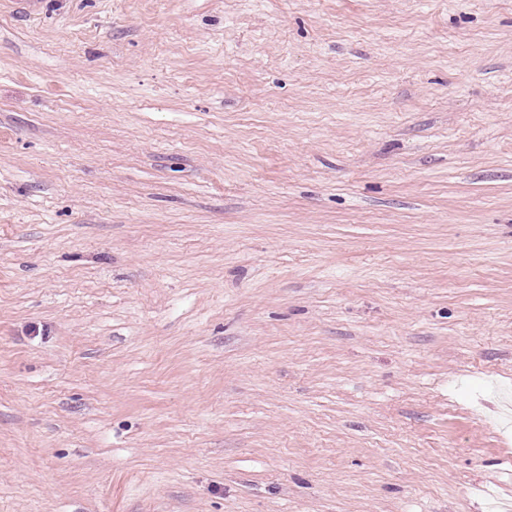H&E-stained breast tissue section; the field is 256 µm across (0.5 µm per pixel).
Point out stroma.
<instances>
[{
    "instance_id": "obj_1",
    "label": "stroma",
    "mask_w": 512,
    "mask_h": 512,
    "mask_svg": "<svg viewBox=\"0 0 512 512\" xmlns=\"http://www.w3.org/2000/svg\"><path fill=\"white\" fill-rule=\"evenodd\" d=\"M512 503V0H0V512Z\"/></svg>"
}]
</instances>
